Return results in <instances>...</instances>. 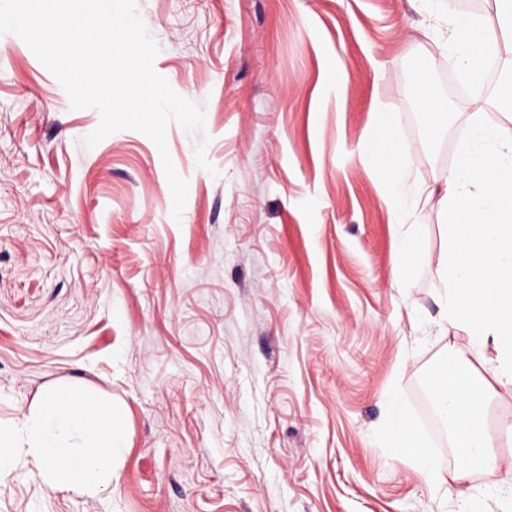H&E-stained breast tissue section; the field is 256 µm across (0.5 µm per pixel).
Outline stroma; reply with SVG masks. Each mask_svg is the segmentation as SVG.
<instances>
[{"instance_id": "1", "label": "stroma", "mask_w": 512, "mask_h": 512, "mask_svg": "<svg viewBox=\"0 0 512 512\" xmlns=\"http://www.w3.org/2000/svg\"><path fill=\"white\" fill-rule=\"evenodd\" d=\"M156 71L205 112L170 123L188 181L181 220L159 151L135 131L93 148L100 114L74 110L16 35L0 36V424L51 388L116 402L126 441L93 498L24 467L0 512H460L383 438L389 399L451 478L427 380L462 344L442 323L430 263L435 206L391 221L365 136L399 117L414 187L443 182L473 109L449 97L462 10L451 0H137ZM443 135L426 133L417 65ZM424 260L394 281L401 230ZM473 479L482 512H512V434Z\"/></svg>"}]
</instances>
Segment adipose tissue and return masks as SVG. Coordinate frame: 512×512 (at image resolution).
<instances>
[{"mask_svg":"<svg viewBox=\"0 0 512 512\" xmlns=\"http://www.w3.org/2000/svg\"><path fill=\"white\" fill-rule=\"evenodd\" d=\"M498 2L496 14L479 22L460 21L456 28L455 37L465 49L462 79L478 73L483 61L498 49V29L512 25V0ZM474 107L467 133L457 145V163L437 199L447 222L448 247L431 260L441 289L440 317L467 332L465 343L456 347L455 358L446 367V379L430 388L434 407L458 451L452 478L437 473L433 479L447 485L467 512H480L471 496L474 473L495 468L497 463L496 436L486 424L485 405L493 386L512 389V119L491 126L485 121L482 102ZM397 124L396 113H378L366 140L372 164L387 177L390 204L399 222L404 217L408 171L395 137ZM475 357L482 358L494 385L472 373ZM384 434L391 447L412 462L431 467L427 441L400 407L392 408Z\"/></svg>","mask_w":512,"mask_h":512,"instance_id":"adipose-tissue-1","label":"adipose tissue"}]
</instances>
